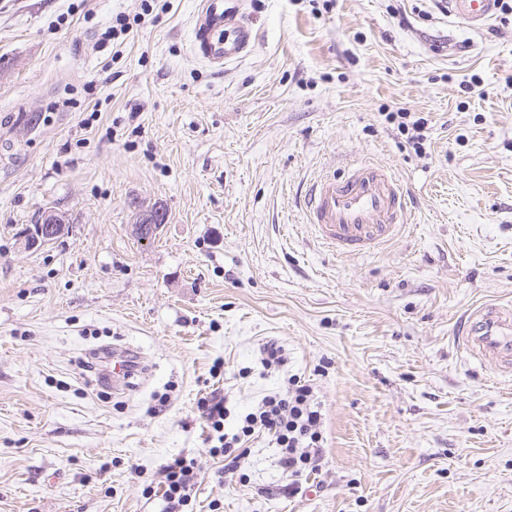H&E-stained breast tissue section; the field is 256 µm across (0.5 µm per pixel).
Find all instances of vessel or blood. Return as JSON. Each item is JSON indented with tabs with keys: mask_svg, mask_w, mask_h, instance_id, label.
I'll list each match as a JSON object with an SVG mask.
<instances>
[{
	"mask_svg": "<svg viewBox=\"0 0 512 512\" xmlns=\"http://www.w3.org/2000/svg\"><path fill=\"white\" fill-rule=\"evenodd\" d=\"M495 0H448V13L472 25L490 20ZM255 40L246 0H200L193 50L205 62L221 67L245 57ZM306 221L325 247L338 253L374 250L409 223L410 195L385 166L352 164L342 178L320 176L303 205ZM458 348L481 367L497 373L512 371V308L487 304L471 308L461 320Z\"/></svg>",
	"mask_w": 512,
	"mask_h": 512,
	"instance_id": "b4317fda",
	"label": "vessel or blood"
}]
</instances>
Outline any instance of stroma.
Here are the masks:
<instances>
[{
	"mask_svg": "<svg viewBox=\"0 0 512 512\" xmlns=\"http://www.w3.org/2000/svg\"><path fill=\"white\" fill-rule=\"evenodd\" d=\"M198 2L150 0L114 46L141 0H0V512H161L145 488L180 455L194 512H512V373L454 342L469 307L512 305V24L248 0L253 50L217 70L192 50ZM401 108L425 152L386 121ZM357 160L412 217L339 255L302 200ZM51 210L64 234L24 248ZM271 342L287 361L267 373ZM128 348L121 389L82 368ZM292 378L321 404V469L291 491L258 437L220 477L198 399L228 395L230 430ZM414 112H406L405 109H399L397 112H389L386 120L390 123L397 121V129L402 135H406L405 142L415 152L422 153L426 149L427 136L424 134L427 121L422 117L412 116ZM164 210L158 206L150 209L139 210L138 221L135 224L137 234H146L149 231L151 236H142L141 239L151 240L153 234L160 230L167 221V216L163 215Z\"/></svg>",
	"mask_w": 512,
	"mask_h": 512,
	"instance_id": "stroma-1",
	"label": "stroma"
}]
</instances>
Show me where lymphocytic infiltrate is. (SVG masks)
<instances>
[{"label": "lymphocytic infiltrate", "instance_id": "1", "mask_svg": "<svg viewBox=\"0 0 512 512\" xmlns=\"http://www.w3.org/2000/svg\"><path fill=\"white\" fill-rule=\"evenodd\" d=\"M197 411L211 431V457L223 460L224 473H234L246 455L251 438L266 437L277 450L283 473L299 479L317 470L322 460V413L310 386L297 385L286 392L265 396L240 419L234 432L224 430L229 410L224 397L200 398ZM195 459L180 456L162 469L163 512H184L197 494Z\"/></svg>", "mask_w": 512, "mask_h": 512}]
</instances>
